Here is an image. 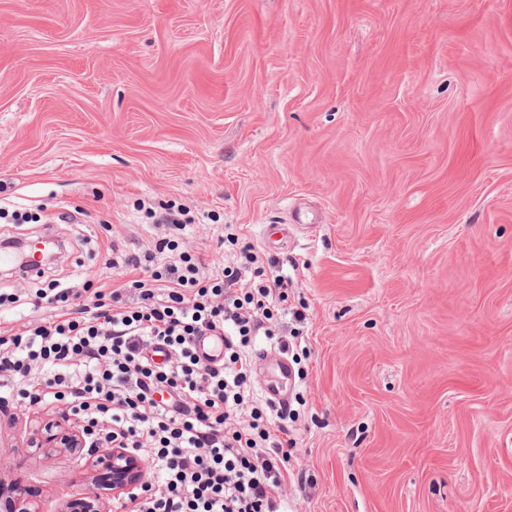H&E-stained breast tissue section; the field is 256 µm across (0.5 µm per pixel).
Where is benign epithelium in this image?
Wrapping results in <instances>:
<instances>
[{"label":"benign epithelium","mask_w":512,"mask_h":512,"mask_svg":"<svg viewBox=\"0 0 512 512\" xmlns=\"http://www.w3.org/2000/svg\"><path fill=\"white\" fill-rule=\"evenodd\" d=\"M37 448H64L78 456L92 459L93 464H104L112 469V491L133 496L145 481V468L140 459L124 448H99L92 444L82 422L59 412L37 430L34 437ZM13 500L9 512H36L33 503L19 485H12Z\"/></svg>","instance_id":"benign-epithelium-1"}]
</instances>
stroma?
<instances>
[{"instance_id": "obj_1", "label": "stroma", "mask_w": 512, "mask_h": 512, "mask_svg": "<svg viewBox=\"0 0 512 512\" xmlns=\"http://www.w3.org/2000/svg\"><path fill=\"white\" fill-rule=\"evenodd\" d=\"M140 199L190 207L215 264L228 226L293 264L282 512H512V0H0V205L53 218L79 286L166 234ZM10 269L0 332L40 286ZM61 409L11 404L0 479L123 512L31 446Z\"/></svg>"}]
</instances>
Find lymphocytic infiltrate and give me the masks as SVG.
<instances>
[{
  "instance_id": "lymphocytic-infiltrate-1",
  "label": "lymphocytic infiltrate",
  "mask_w": 512,
  "mask_h": 512,
  "mask_svg": "<svg viewBox=\"0 0 512 512\" xmlns=\"http://www.w3.org/2000/svg\"><path fill=\"white\" fill-rule=\"evenodd\" d=\"M122 278L90 294L49 280V312L0 336V386L30 406L65 402L101 445L131 449L150 472L132 512H277L291 476L287 408L260 409L249 349L274 335L287 275L253 245L215 269L164 238L144 255L110 257ZM224 334V361L202 362L195 336ZM165 348L164 365L149 353Z\"/></svg>"
}]
</instances>
